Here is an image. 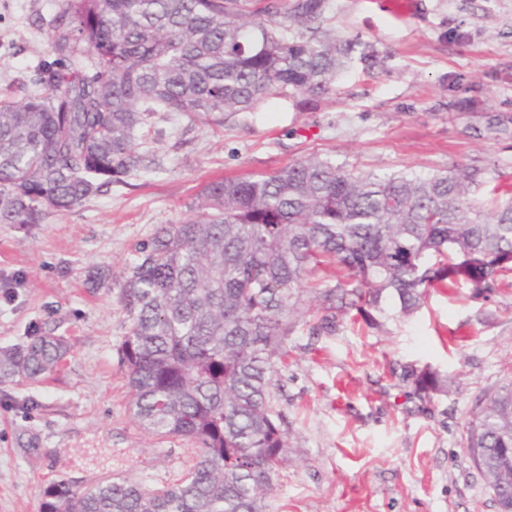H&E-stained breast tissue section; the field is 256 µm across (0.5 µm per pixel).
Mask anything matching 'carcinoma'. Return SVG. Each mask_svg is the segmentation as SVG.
<instances>
[{"label":"carcinoma","mask_w":512,"mask_h":512,"mask_svg":"<svg viewBox=\"0 0 512 512\" xmlns=\"http://www.w3.org/2000/svg\"><path fill=\"white\" fill-rule=\"evenodd\" d=\"M329 0H63L52 61L19 100L0 97V224H40L149 168L138 142L177 112L208 126L290 94L322 97L376 50L327 26ZM476 172L364 171L309 156L258 179L205 184L193 215L157 229L121 286L119 351L145 432L197 447L175 483L114 477L42 491L41 512H269L288 462L273 376L298 324L332 335L349 314L410 315L430 288L490 293L512 272V196L475 202ZM71 348L38 335L0 351V382L59 369ZM415 390H439L429 371ZM464 447L512 508V387Z\"/></svg>","instance_id":"1"}]
</instances>
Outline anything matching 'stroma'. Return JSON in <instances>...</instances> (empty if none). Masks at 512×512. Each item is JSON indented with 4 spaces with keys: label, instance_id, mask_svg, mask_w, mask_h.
<instances>
[{
    "label": "stroma",
    "instance_id": "stroma-1",
    "mask_svg": "<svg viewBox=\"0 0 512 512\" xmlns=\"http://www.w3.org/2000/svg\"><path fill=\"white\" fill-rule=\"evenodd\" d=\"M59 0H0V92L18 94L50 59L37 21ZM337 35L385 60L338 76L334 93L273 99L223 127L162 114L161 167L62 215L0 224V348L35 334L71 346L35 381L0 383V512H41V489L79 491L114 476L158 488L190 466L193 445L156 437L129 413L118 362L129 322L119 297L135 246L191 214L201 188L269 175L318 154L379 172L483 168L512 184V0H330ZM277 375L290 427L288 467L270 512H498L462 439L486 399L512 382V274L489 298L429 290L413 315L298 326ZM441 391L415 394L412 373Z\"/></svg>",
    "mask_w": 512,
    "mask_h": 512
}]
</instances>
